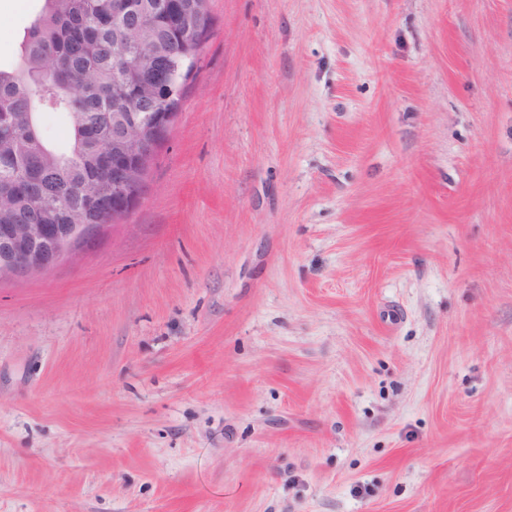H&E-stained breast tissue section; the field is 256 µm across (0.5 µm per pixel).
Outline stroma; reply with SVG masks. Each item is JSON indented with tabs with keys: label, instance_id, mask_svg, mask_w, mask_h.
I'll use <instances>...</instances> for the list:
<instances>
[{
	"label": "stroma",
	"instance_id": "1",
	"mask_svg": "<svg viewBox=\"0 0 512 512\" xmlns=\"http://www.w3.org/2000/svg\"><path fill=\"white\" fill-rule=\"evenodd\" d=\"M208 7L138 207L0 282V512H512V0Z\"/></svg>",
	"mask_w": 512,
	"mask_h": 512
}]
</instances>
